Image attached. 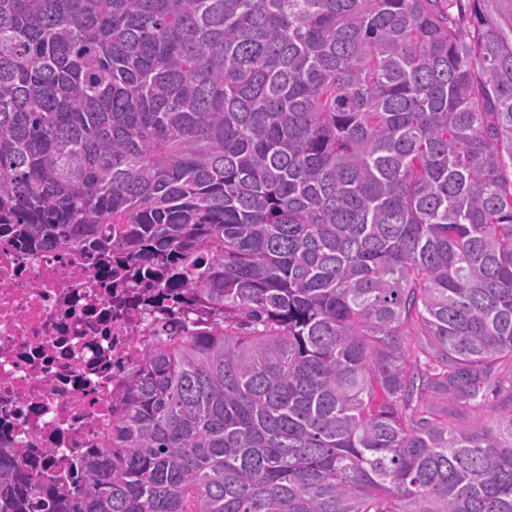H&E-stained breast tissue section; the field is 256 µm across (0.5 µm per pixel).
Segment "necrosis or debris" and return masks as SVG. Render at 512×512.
I'll use <instances>...</instances> for the list:
<instances>
[{
    "instance_id": "necrosis-or-debris-1",
    "label": "necrosis or debris",
    "mask_w": 512,
    "mask_h": 512,
    "mask_svg": "<svg viewBox=\"0 0 512 512\" xmlns=\"http://www.w3.org/2000/svg\"><path fill=\"white\" fill-rule=\"evenodd\" d=\"M105 265L78 246L24 249L0 236V460L19 474L86 483L81 458L155 330L151 289L116 309Z\"/></svg>"
}]
</instances>
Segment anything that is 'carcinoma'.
<instances>
[{
	"label": "carcinoma",
	"instance_id": "1",
	"mask_svg": "<svg viewBox=\"0 0 512 512\" xmlns=\"http://www.w3.org/2000/svg\"><path fill=\"white\" fill-rule=\"evenodd\" d=\"M1 234L184 334L0 512H512V0H0Z\"/></svg>",
	"mask_w": 512,
	"mask_h": 512
}]
</instances>
